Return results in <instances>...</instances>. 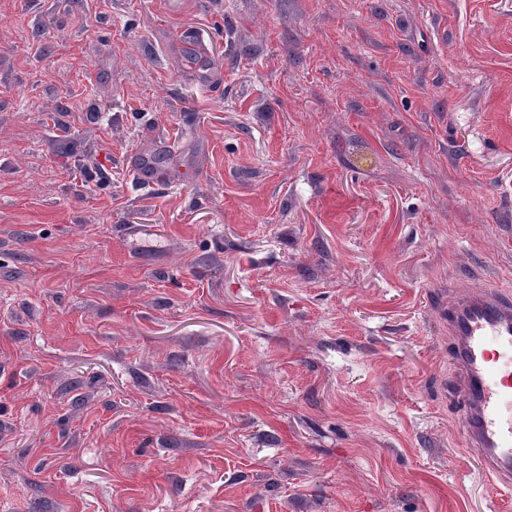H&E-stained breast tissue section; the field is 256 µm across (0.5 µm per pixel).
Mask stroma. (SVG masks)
Here are the masks:
<instances>
[{"label": "stroma", "instance_id": "obj_1", "mask_svg": "<svg viewBox=\"0 0 512 512\" xmlns=\"http://www.w3.org/2000/svg\"><path fill=\"white\" fill-rule=\"evenodd\" d=\"M181 2L0 0V512H512V0ZM448 321L466 449L499 487L512 486V292L498 286H448Z\"/></svg>", "mask_w": 512, "mask_h": 512}]
</instances>
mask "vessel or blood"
Listing matches in <instances>:
<instances>
[{
    "label": "vessel or blood",
    "mask_w": 512,
    "mask_h": 512,
    "mask_svg": "<svg viewBox=\"0 0 512 512\" xmlns=\"http://www.w3.org/2000/svg\"><path fill=\"white\" fill-rule=\"evenodd\" d=\"M442 316L456 368L469 454L498 486L512 487V291L452 286Z\"/></svg>",
    "instance_id": "b4317fda"
}]
</instances>
